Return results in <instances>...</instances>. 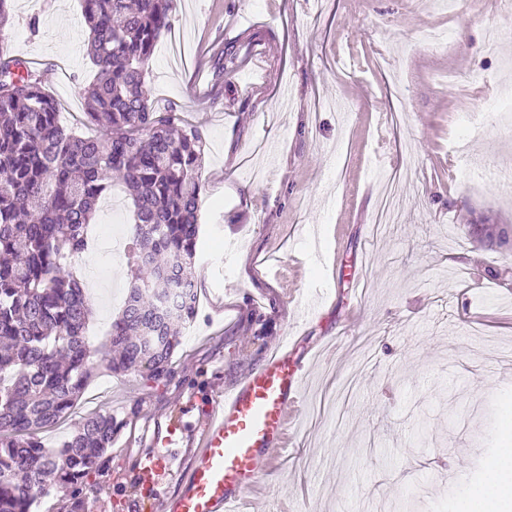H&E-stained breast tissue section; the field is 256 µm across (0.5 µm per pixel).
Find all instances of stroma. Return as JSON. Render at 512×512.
Wrapping results in <instances>:
<instances>
[{"label":"stroma","mask_w":512,"mask_h":512,"mask_svg":"<svg viewBox=\"0 0 512 512\" xmlns=\"http://www.w3.org/2000/svg\"><path fill=\"white\" fill-rule=\"evenodd\" d=\"M492 27L511 31L493 52ZM431 28L446 47L417 42ZM87 31L79 0H12L9 48L92 136ZM171 32L179 52L161 38L148 78L206 140L197 315L173 377L100 370L42 442L112 413L106 467L81 496L97 512H155L137 455L289 347L308 365L304 403L293 453L246 494L255 512H394L404 497L457 512L512 443V240L497 243L512 237V133L495 111L512 89V0H178ZM395 171L401 217L377 232L378 176ZM108 194L89 241L132 220L121 181ZM72 268L101 347L127 261L89 248Z\"/></svg>","instance_id":"stroma-1"}]
</instances>
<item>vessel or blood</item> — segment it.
<instances>
[{"mask_svg": "<svg viewBox=\"0 0 512 512\" xmlns=\"http://www.w3.org/2000/svg\"><path fill=\"white\" fill-rule=\"evenodd\" d=\"M305 363L288 350L272 354L234 389L211 398L204 422L194 431L193 462L177 467L181 437L168 433L162 447L147 451L134 472L159 512H238L246 491L257 485L261 464L272 450L284 449L288 420L298 406ZM175 473L176 495L157 489L155 478Z\"/></svg>", "mask_w": 512, "mask_h": 512, "instance_id": "obj_1", "label": "vessel or blood"}]
</instances>
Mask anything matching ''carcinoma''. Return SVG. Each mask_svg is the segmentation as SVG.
I'll list each match as a JSON object with an SVG mask.
<instances>
[{"instance_id":"obj_1","label":"carcinoma","mask_w":512,"mask_h":512,"mask_svg":"<svg viewBox=\"0 0 512 512\" xmlns=\"http://www.w3.org/2000/svg\"><path fill=\"white\" fill-rule=\"evenodd\" d=\"M96 69L83 88L100 136L63 125L41 76L7 48L0 0V512H32L50 482L77 487L104 464L118 432L92 413L58 447L56 424L89 383L92 307L69 271L87 249L98 203L121 180L133 204L129 293L102 351L113 373H174L177 327L197 313L195 257L206 141L147 80L176 0H81Z\"/></svg>"}]
</instances>
